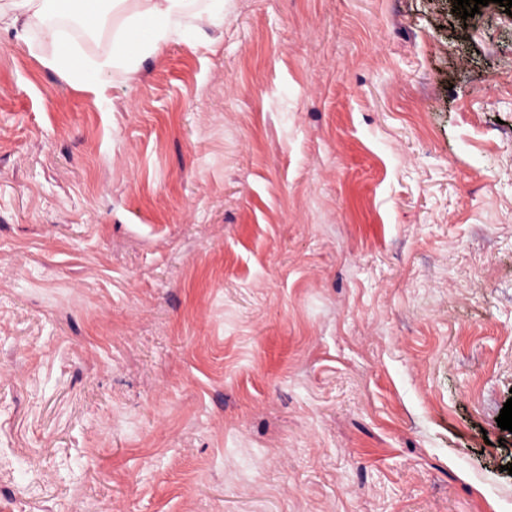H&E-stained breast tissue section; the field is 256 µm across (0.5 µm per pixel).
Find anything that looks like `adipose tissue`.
Here are the masks:
<instances>
[{"instance_id": "1", "label": "adipose tissue", "mask_w": 512, "mask_h": 512, "mask_svg": "<svg viewBox=\"0 0 512 512\" xmlns=\"http://www.w3.org/2000/svg\"><path fill=\"white\" fill-rule=\"evenodd\" d=\"M61 5L86 32L106 29L111 34L107 52L89 55L57 27L44 29L54 47L49 66L97 96L104 94L109 73L117 69L136 73L142 58L181 37L186 18L210 25L219 12L212 0H0V24L14 26L23 17L42 19Z\"/></svg>"}]
</instances>
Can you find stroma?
<instances>
[{
	"label": "stroma",
	"instance_id": "1",
	"mask_svg": "<svg viewBox=\"0 0 512 512\" xmlns=\"http://www.w3.org/2000/svg\"><path fill=\"white\" fill-rule=\"evenodd\" d=\"M224 0L107 78L0 29V512H512V16Z\"/></svg>",
	"mask_w": 512,
	"mask_h": 512
}]
</instances>
